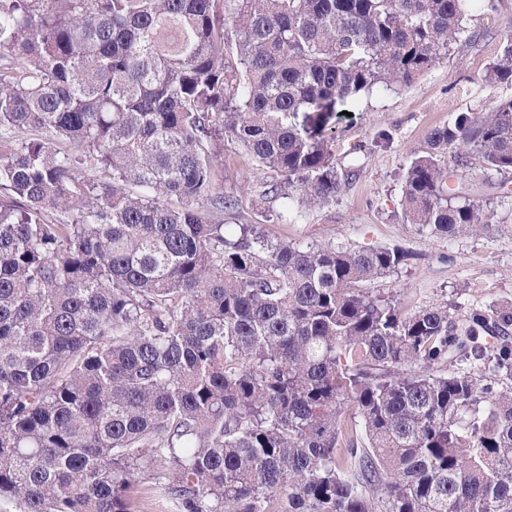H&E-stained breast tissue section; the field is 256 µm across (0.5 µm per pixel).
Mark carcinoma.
<instances>
[{"label": "carcinoma", "mask_w": 512, "mask_h": 512, "mask_svg": "<svg viewBox=\"0 0 512 512\" xmlns=\"http://www.w3.org/2000/svg\"><path fill=\"white\" fill-rule=\"evenodd\" d=\"M471 2L0 0V505L132 512L146 477L178 512H512V306L403 315L369 285L404 252L229 236L214 179L227 136L331 202L336 118ZM430 141L407 221L487 229L438 156L512 169V100Z\"/></svg>", "instance_id": "carcinoma-1"}]
</instances>
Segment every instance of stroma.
<instances>
[{"instance_id":"35a3bbf8","label":"stroma","mask_w":512,"mask_h":512,"mask_svg":"<svg viewBox=\"0 0 512 512\" xmlns=\"http://www.w3.org/2000/svg\"><path fill=\"white\" fill-rule=\"evenodd\" d=\"M466 31L447 58L407 86L362 93L352 115L336 122L333 160L347 182L332 202L310 206L270 193L276 177L234 143L224 145L216 170L220 192L237 200L228 226L260 225L274 242L303 247L400 249L405 264L373 286L394 294L401 312L445 306L463 316L512 304V170L486 168L481 159L458 167L455 150L440 156L454 187L493 215L485 232L448 239L430 235L404 216L403 176L414 157L429 152L432 129L462 113L493 111L512 100V81L486 83L483 75L512 38V0H479L465 17ZM387 141H379V134Z\"/></svg>"}]
</instances>
